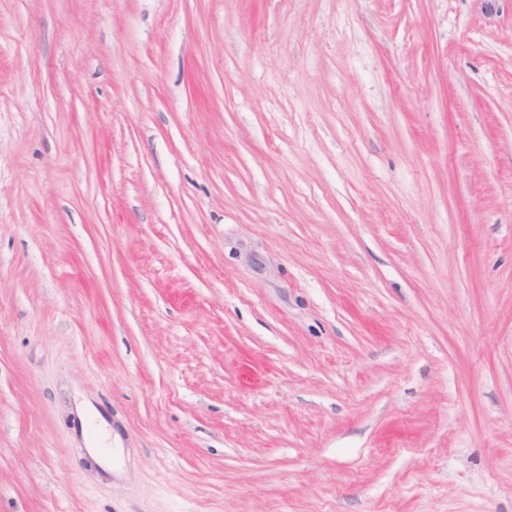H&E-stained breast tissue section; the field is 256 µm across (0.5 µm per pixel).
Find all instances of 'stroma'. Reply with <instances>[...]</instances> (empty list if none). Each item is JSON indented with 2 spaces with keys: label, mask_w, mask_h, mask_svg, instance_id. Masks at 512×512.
<instances>
[{
  "label": "stroma",
  "mask_w": 512,
  "mask_h": 512,
  "mask_svg": "<svg viewBox=\"0 0 512 512\" xmlns=\"http://www.w3.org/2000/svg\"><path fill=\"white\" fill-rule=\"evenodd\" d=\"M0 512H512V0H0Z\"/></svg>",
  "instance_id": "35a3bbf8"
}]
</instances>
